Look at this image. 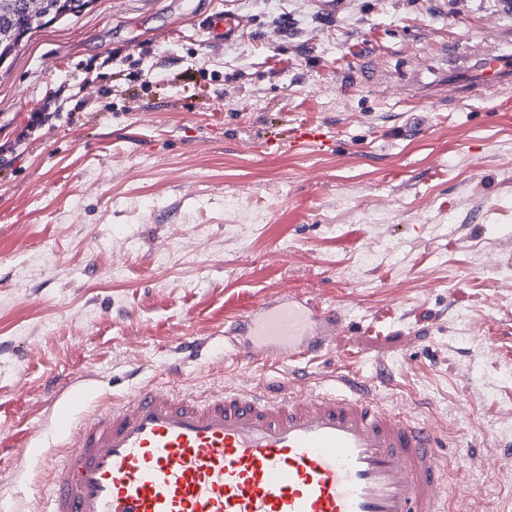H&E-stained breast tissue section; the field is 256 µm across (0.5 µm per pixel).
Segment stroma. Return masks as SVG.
<instances>
[{"instance_id":"stroma-1","label":"stroma","mask_w":512,"mask_h":512,"mask_svg":"<svg viewBox=\"0 0 512 512\" xmlns=\"http://www.w3.org/2000/svg\"><path fill=\"white\" fill-rule=\"evenodd\" d=\"M226 8L249 26L212 40ZM511 50L512 0H95L33 32L0 68V512H37L74 386L287 380L224 356L225 318L287 290L345 318L306 389L372 379L465 448L449 496L512 512V81L403 103ZM300 124L335 145L259 153Z\"/></svg>"}]
</instances>
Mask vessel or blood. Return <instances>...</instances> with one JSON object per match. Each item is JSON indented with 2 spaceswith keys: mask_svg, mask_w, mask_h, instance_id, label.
Wrapping results in <instances>:
<instances>
[{
  "mask_svg": "<svg viewBox=\"0 0 512 512\" xmlns=\"http://www.w3.org/2000/svg\"><path fill=\"white\" fill-rule=\"evenodd\" d=\"M232 12L205 29L231 40ZM512 79V55L482 58L477 78L424 87L461 100ZM334 141L301 125L271 150L317 152ZM335 308L283 293L224 322L238 363L299 360L333 348ZM330 391L224 389L186 397L151 386L106 404L72 428L42 495V512H448V436L375 398L358 378Z\"/></svg>",
  "mask_w": 512,
  "mask_h": 512,
  "instance_id": "1",
  "label": "vessel or blood"
}]
</instances>
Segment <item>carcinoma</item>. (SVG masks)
I'll return each instance as SVG.
<instances>
[{
  "label": "carcinoma",
  "instance_id": "carcinoma-1",
  "mask_svg": "<svg viewBox=\"0 0 512 512\" xmlns=\"http://www.w3.org/2000/svg\"><path fill=\"white\" fill-rule=\"evenodd\" d=\"M95 0H0V64L34 31L79 17Z\"/></svg>",
  "mask_w": 512,
  "mask_h": 512
}]
</instances>
